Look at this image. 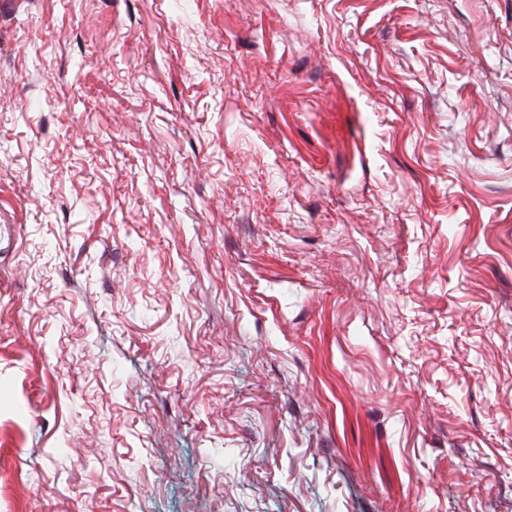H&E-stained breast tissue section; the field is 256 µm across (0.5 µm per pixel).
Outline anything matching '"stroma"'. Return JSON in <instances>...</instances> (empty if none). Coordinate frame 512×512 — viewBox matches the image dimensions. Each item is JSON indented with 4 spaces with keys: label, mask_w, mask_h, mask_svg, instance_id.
<instances>
[{
    "label": "stroma",
    "mask_w": 512,
    "mask_h": 512,
    "mask_svg": "<svg viewBox=\"0 0 512 512\" xmlns=\"http://www.w3.org/2000/svg\"><path fill=\"white\" fill-rule=\"evenodd\" d=\"M0 512H512V0H0Z\"/></svg>",
    "instance_id": "1"
}]
</instances>
